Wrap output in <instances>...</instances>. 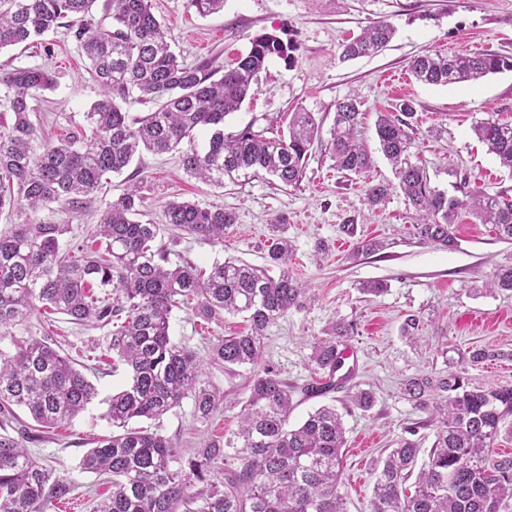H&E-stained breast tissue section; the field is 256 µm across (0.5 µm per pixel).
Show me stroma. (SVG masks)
<instances>
[{
    "instance_id": "1",
    "label": "stroma",
    "mask_w": 512,
    "mask_h": 512,
    "mask_svg": "<svg viewBox=\"0 0 512 512\" xmlns=\"http://www.w3.org/2000/svg\"><path fill=\"white\" fill-rule=\"evenodd\" d=\"M153 7L179 60L190 66H229L248 52L253 38L266 33L293 45L291 60L269 59L256 94L226 117L224 131L234 134L250 125L276 138L287 134L297 109L313 112L320 133L302 181L286 187L260 176L218 188L189 178L181 168L180 152L205 149L207 133L199 130L181 150L142 153L122 174L112 175L85 210L74 213L54 203L25 217L69 225L63 241L78 244L95 230L106 201L117 198L130 182L139 185L146 218L156 224L164 221L165 203L177 198L234 212L236 222L226 230L223 243L163 237L172 254L204 268L229 258L268 266L275 239L272 227L282 225L293 245L288 268L309 287L310 296L302 307L270 325L261 361L273 365L294 390L290 425H298L321 405L335 403L347 439L340 490L348 512H370L373 459L416 422L421 425L422 448L434 441L435 428L427 424L426 412L402 392L406 379L462 371L476 385L512 384V292L484 289L500 267L512 265V241L498 238L491 225L463 213L453 226L457 245L450 250L420 240L415 215L401 193L392 192L387 203L375 209L369 208L365 196L367 185L394 179L379 149L375 123L380 113L393 111L404 100L414 108L413 160L425 169L432 186L448 189V171L453 168L467 175L470 188L512 195V171L503 168L472 131L476 122L487 119L512 125V72L442 87L420 84L408 70L411 58L428 51L512 53V0H224L223 11L207 16L190 8L188 0H153ZM381 19L397 30L392 42L376 56L343 60L345 42ZM24 66L47 69L58 81L55 90L32 103L39 138L54 142L84 133L98 88L65 29L27 48L0 50V70ZM352 94L364 114L358 136L373 158L371 169L361 176L337 170L328 152L336 105ZM347 224L352 232H344ZM370 238L382 241V249L353 256L355 244ZM378 279L386 281L387 290L378 296L365 294L363 283ZM410 314L420 319L412 342L400 332ZM339 321L354 328L347 341L356 357L352 378L335 392L306 397L303 387L310 381L314 346ZM247 329L239 315L211 322L190 306L173 310L172 341L196 353L208 380L230 400L207 423L196 418L189 397L165 415L159 431L180 448L236 432L238 402L248 395L249 371L225 370L209 357L216 339ZM14 333L19 338L50 336L79 369L103 356L108 345L106 330L62 318L50 327L34 312ZM476 349L497 351L501 357L470 361ZM88 379L98 391L93 402L70 424L27 446L87 494L101 479L81 470V458L95 440L111 435L107 400L130 381L122 364L89 374ZM354 384L373 392L370 410L353 404Z\"/></svg>"
}]
</instances>
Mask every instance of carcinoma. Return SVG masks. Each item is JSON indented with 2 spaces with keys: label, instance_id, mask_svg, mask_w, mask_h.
<instances>
[{
  "label": "carcinoma",
  "instance_id": "obj_1",
  "mask_svg": "<svg viewBox=\"0 0 512 512\" xmlns=\"http://www.w3.org/2000/svg\"><path fill=\"white\" fill-rule=\"evenodd\" d=\"M95 2L0 0V49L64 28L99 88V99L87 112L90 137L39 144L31 101L55 87V75L36 66L0 71V106L12 114L9 132L0 133V213L21 214L59 201L80 209L107 175L121 172L140 150L169 153L200 128L210 137L204 151L182 153L187 176L218 187L262 174L284 186L299 184L320 129L313 113H293L286 139H266L250 126L224 134L225 118L255 94L269 58L290 57L291 44L262 35L222 72L188 66L171 51L152 0H107L97 22L88 17ZM188 3L202 15L224 10V0ZM394 35L390 22L375 21L344 45L343 56L371 57ZM408 70L423 85L448 86L512 72V55L427 52L413 58ZM133 96L156 107L132 117L123 103ZM360 115L356 96L338 103L328 143L336 168L356 176L373 163L357 138ZM413 115L406 101L396 113L380 115L376 136L397 183L367 185L368 204H382L391 189H398L418 217V236L450 249L461 209L493 225L499 238L512 240L511 197L468 190L467 178L450 170L448 175L457 178L451 187L464 195L461 200L431 186L427 173L411 161ZM473 133L501 166L512 170V125L481 121ZM142 207L139 187L127 185L107 203L92 243L75 250L62 249L67 224L24 223L0 233V342L8 339L14 348L12 353L0 349V509L48 512L76 490L56 469L32 457L23 445L31 438L27 430L17 437L8 432L20 422L12 407L24 409L48 433L97 396L95 386L47 337L13 334L40 307L68 316L73 325L107 328L108 349L129 369L130 384L108 400L107 417L116 431L98 440L80 463L83 471L112 486L93 512H346L340 491L341 415L335 406L322 405L302 424L289 427L292 390L273 366L259 364L268 327L302 306L307 293L288 270L290 241L277 239L269 253L279 268L276 277L239 260L203 270L172 261L168 250L156 245L163 225L221 244L235 223L234 213L170 200L161 225L141 221ZM97 287L103 295L95 293ZM495 288L512 291L511 266L497 271L489 284ZM192 302L208 321L223 311L244 315L249 330L217 340L211 360L229 371L247 367L250 378L239 431L187 457L159 431L132 428L130 422L159 420L188 396L201 421L223 407L224 396L204 378L195 354L170 338L172 310ZM350 331L352 326L338 324L317 343L313 362L323 376L305 385L306 395L336 390L339 350ZM404 392L435 423L434 441L418 461L420 443L412 439L417 427H408L411 438L400 439L372 462L371 512H500L512 500V456L495 457L490 448L501 435L512 436V385L474 386L459 371L411 378Z\"/></svg>",
  "mask_w": 512,
  "mask_h": 512
}]
</instances>
